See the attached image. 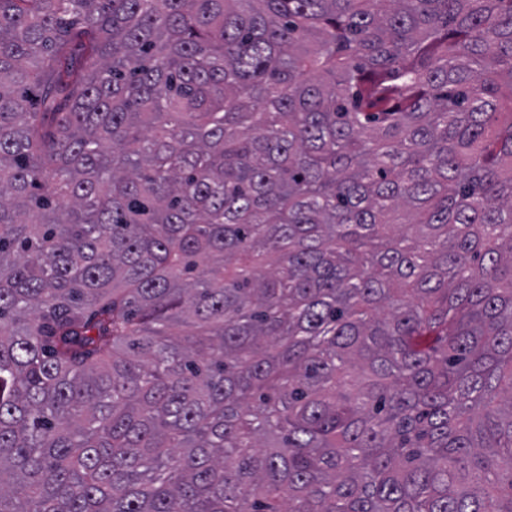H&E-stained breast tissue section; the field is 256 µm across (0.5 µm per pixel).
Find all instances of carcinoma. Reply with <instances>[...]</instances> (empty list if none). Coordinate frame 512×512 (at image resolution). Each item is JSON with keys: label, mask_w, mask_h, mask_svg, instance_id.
Here are the masks:
<instances>
[{"label": "carcinoma", "mask_w": 512, "mask_h": 512, "mask_svg": "<svg viewBox=\"0 0 512 512\" xmlns=\"http://www.w3.org/2000/svg\"><path fill=\"white\" fill-rule=\"evenodd\" d=\"M0 512H512V0H0Z\"/></svg>", "instance_id": "carcinoma-1"}]
</instances>
